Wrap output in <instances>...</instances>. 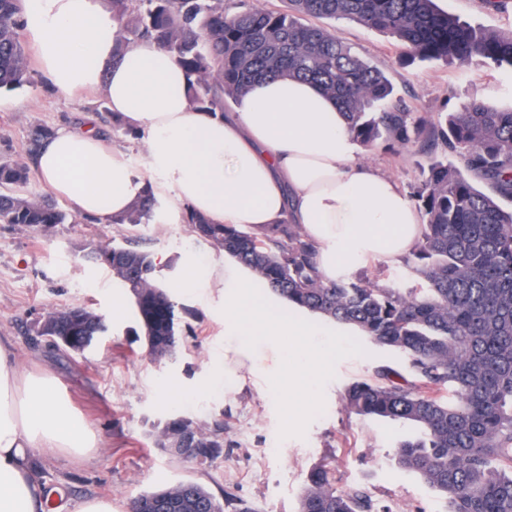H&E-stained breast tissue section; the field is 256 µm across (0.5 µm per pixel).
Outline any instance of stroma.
<instances>
[{"label":"stroma","instance_id":"35a3bbf8","mask_svg":"<svg viewBox=\"0 0 512 512\" xmlns=\"http://www.w3.org/2000/svg\"><path fill=\"white\" fill-rule=\"evenodd\" d=\"M441 10L492 31L512 30V13L489 8L484 0H437ZM327 28L343 36L362 58L380 67L396 93L427 124L462 102L484 99L512 105V74L465 69L457 64L425 63L403 67L394 41L347 19ZM33 82L0 91V160L36 158L28 149L40 126L81 130L94 127L122 149L129 166L146 175L143 137L114 123L101 92L75 100L57 93L32 68ZM360 159L396 180L402 189L418 183L429 155L382 148L359 150ZM157 204L150 223L137 235L156 256H164L159 278L179 306L195 311L191 331L175 358L156 363L145 354L132 330L136 323L130 296L110 270L87 259L104 239L124 244L126 227L80 216L41 235L0 224V336L9 337L20 372L52 373L96 433L98 443L78 459L41 456L36 460L46 482L62 486L71 502L93 495L112 500V512H129L140 491L185 481L202 484L215 495L232 491L261 512H296L312 467L330 463L339 486H369L377 498L405 512H445L446 500L413 474L399 469L393 455L408 430L348 411L344 392L358 380L373 378L386 365L407 372L393 351L358 340L344 329L290 309L272 293L255 288L254 300L305 327V354H296V337L277 336L247 344L224 327V302L218 289L186 288L188 263H207L208 243L190 232L173 187L152 178ZM87 306L103 316L108 331L84 356L72 357L37 342L34 329L46 310ZM315 373L304 390L285 395L282 376L303 364ZM299 416L288 421V405ZM204 426H226L223 455L206 465L173 458L156 444L157 434L173 417Z\"/></svg>","mask_w":512,"mask_h":512}]
</instances>
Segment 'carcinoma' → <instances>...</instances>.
<instances>
[{"instance_id":"cac0c4a2","label":"carcinoma","mask_w":512,"mask_h":512,"mask_svg":"<svg viewBox=\"0 0 512 512\" xmlns=\"http://www.w3.org/2000/svg\"><path fill=\"white\" fill-rule=\"evenodd\" d=\"M119 24L118 51L151 41L185 69L192 107L224 112V97L239 100L267 78H299L336 101L348 132L364 148L440 151L411 199L421 214L420 236L402 258L412 288L383 282V271L356 280H331L319 269L314 244L297 224L243 227L211 224L185 213L192 232L249 270L256 283L290 307L344 326L363 340L402 355L416 380L380 366L373 378L344 395L352 412L408 427L397 465L420 476L446 498L447 512H512V107L470 99L426 129L421 116L393 101V86L377 66L355 54L322 19H349L392 37L405 64L457 61L491 71H512V31L476 28L436 7L435 0H287L285 9L235 11L224 0H109ZM21 0H0V90L32 83ZM490 185L495 195L474 181ZM21 158L0 161V224L41 233L78 223L52 201L29 190ZM153 196L135 202L117 220L134 228L152 217ZM87 257L106 265L133 297V313L150 359L176 356L181 318L156 277L153 254L137 238L99 244ZM86 306L53 308L36 335L48 346L85 354L107 332ZM70 323L79 346L57 339L55 322ZM455 389L448 403L437 391ZM191 436L181 460L204 465L224 452V425L206 432L187 417L168 420L158 445ZM168 504V512H258L204 486L180 482L137 493L138 505ZM297 512H393L366 486L339 488L335 468L313 467Z\"/></svg>"}]
</instances>
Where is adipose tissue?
Instances as JSON below:
<instances>
[{"mask_svg":"<svg viewBox=\"0 0 512 512\" xmlns=\"http://www.w3.org/2000/svg\"><path fill=\"white\" fill-rule=\"evenodd\" d=\"M23 17L54 88L72 98L100 90L126 129L146 133L151 171L211 222L291 219L314 241L331 279L367 258H400L419 237L420 214L396 182L357 159L345 118L317 86L260 81L221 118L191 107L183 69L156 44L114 56L117 23L102 0H23ZM37 170L81 213L104 218L125 214L146 187L123 152L91 130H59ZM187 281L223 288L234 335L303 333L255 302L249 281L220 259L191 265ZM93 445L54 377L19 375L10 341L0 339V512H112L101 498L69 505L64 490L46 485L34 466L36 454L80 456Z\"/></svg>","mask_w":512,"mask_h":512,"instance_id":"obj_1","label":"adipose tissue"}]
</instances>
